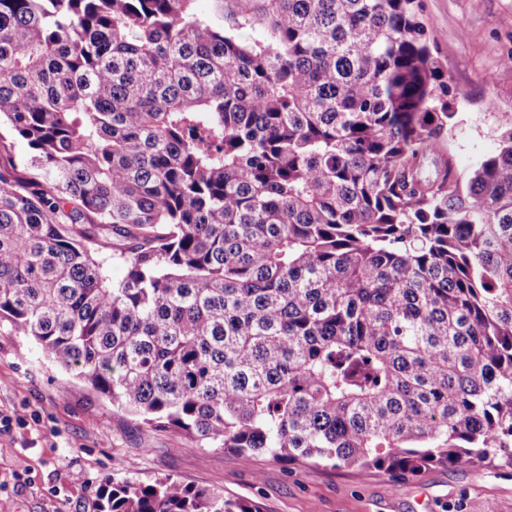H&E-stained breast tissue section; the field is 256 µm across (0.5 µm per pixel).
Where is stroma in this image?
<instances>
[{
  "mask_svg": "<svg viewBox=\"0 0 512 512\" xmlns=\"http://www.w3.org/2000/svg\"><path fill=\"white\" fill-rule=\"evenodd\" d=\"M459 122L449 146L465 175L497 146L512 113V0H423ZM0 502L9 512H97L106 485L169 476L261 512H512V467L436 466L415 476L286 465L264 453L188 447L118 411L23 335H0ZM81 473L73 490L68 472Z\"/></svg>",
  "mask_w": 512,
  "mask_h": 512,
  "instance_id": "obj_1",
  "label": "stroma"
}]
</instances>
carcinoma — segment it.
I'll list each match as a JSON object with an SVG mask.
<instances>
[{
    "label": "carcinoma",
    "mask_w": 512,
    "mask_h": 512,
    "mask_svg": "<svg viewBox=\"0 0 512 512\" xmlns=\"http://www.w3.org/2000/svg\"><path fill=\"white\" fill-rule=\"evenodd\" d=\"M198 2L0 0V332L191 448L512 466V114L464 179L420 0Z\"/></svg>",
    "instance_id": "obj_1"
}]
</instances>
